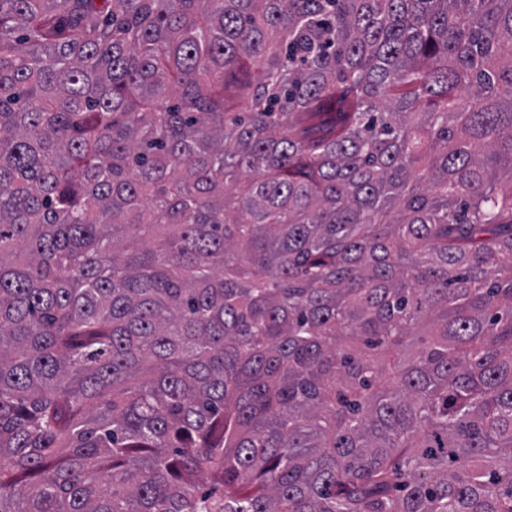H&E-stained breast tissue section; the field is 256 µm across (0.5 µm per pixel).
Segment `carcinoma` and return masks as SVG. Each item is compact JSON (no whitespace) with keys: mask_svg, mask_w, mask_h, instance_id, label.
I'll return each mask as SVG.
<instances>
[{"mask_svg":"<svg viewBox=\"0 0 512 512\" xmlns=\"http://www.w3.org/2000/svg\"><path fill=\"white\" fill-rule=\"evenodd\" d=\"M504 177L512 0H0V512H512Z\"/></svg>","mask_w":512,"mask_h":512,"instance_id":"cac0c4a2","label":"carcinoma"}]
</instances>
